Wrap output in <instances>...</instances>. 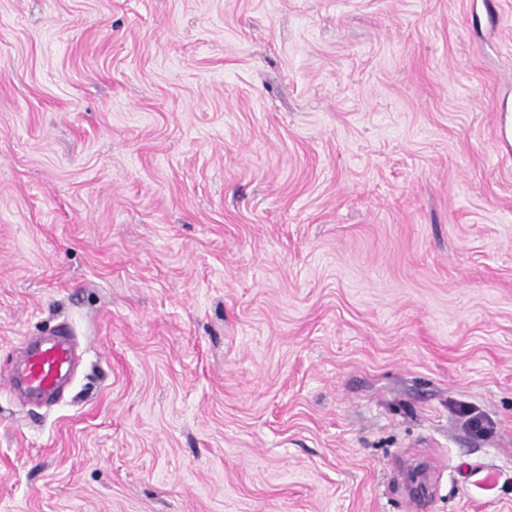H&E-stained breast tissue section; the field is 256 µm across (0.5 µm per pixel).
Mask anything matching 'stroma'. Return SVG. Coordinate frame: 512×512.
I'll list each match as a JSON object with an SVG mask.
<instances>
[{
	"label": "stroma",
	"mask_w": 512,
	"mask_h": 512,
	"mask_svg": "<svg viewBox=\"0 0 512 512\" xmlns=\"http://www.w3.org/2000/svg\"><path fill=\"white\" fill-rule=\"evenodd\" d=\"M503 109L512 0H0V512H512ZM72 359L70 336L61 333L48 343L33 349L22 368L6 378L14 392H49L68 370Z\"/></svg>",
	"instance_id": "35a3bbf8"
}]
</instances>
